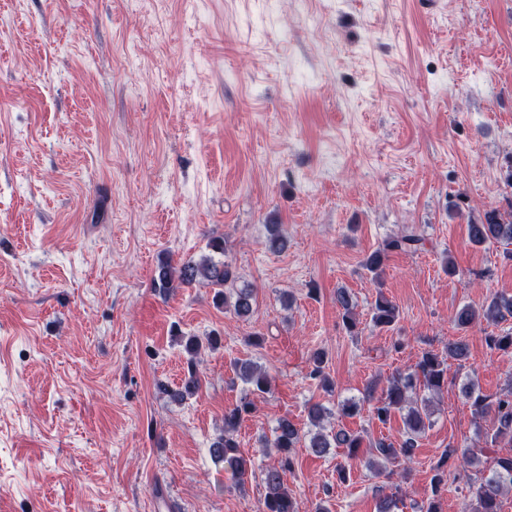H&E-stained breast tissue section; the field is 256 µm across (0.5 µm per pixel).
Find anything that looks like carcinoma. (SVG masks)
I'll return each instance as SVG.
<instances>
[{
	"instance_id": "cac0c4a2",
	"label": "carcinoma",
	"mask_w": 512,
	"mask_h": 512,
	"mask_svg": "<svg viewBox=\"0 0 512 512\" xmlns=\"http://www.w3.org/2000/svg\"><path fill=\"white\" fill-rule=\"evenodd\" d=\"M468 237L476 246L493 242H502L512 245V211L502 213L497 209L484 212L483 215L468 219ZM266 247L273 254H280L288 249V238L283 234L280 225H267ZM424 238L414 230H407L389 236L382 244L366 254L361 266L380 277L386 262L392 253L416 252L423 246ZM210 254L198 260L175 264L170 257L162 256L158 260L156 276L153 278L154 288L161 292H168L183 285L195 282H207L218 287L215 301L218 305L232 307L236 316L248 318L254 311L256 296L254 288L250 285L237 286L238 275L231 264L214 259V255L224 254V238L212 236L207 242ZM336 304L345 329L352 336L359 334L358 322L353 312L354 303L350 293L345 289L336 292ZM400 316L398 307L384 295H379L372 306L371 321L373 327L378 329L390 328L396 324ZM479 318L492 325H499L512 320V295L498 294L483 308L476 309L470 305L460 308L454 316L456 327L462 331L467 330ZM486 343L504 352L512 351V331L502 334H491L485 337ZM218 344V337L208 336L204 339L198 336H189L185 341V350L189 355L187 374L178 390L169 392L172 400L181 402L193 395L199 388V374L196 359L203 347L213 348ZM448 356L444 357L433 351L421 354L414 367L407 372H399L393 376L386 389L381 394L374 395L369 390L366 401L371 405L374 417L382 424L391 420L397 413L403 414L404 431L402 440L396 444L392 441L379 439L372 448L374 457L366 460V466L375 473L383 472L385 462H399L411 459L418 439L430 425V398L424 396L426 392H437L448 384L447 358L462 361L468 356V345L462 340L448 343L446 348ZM326 363L325 353L316 351L311 357L312 368L310 376L327 384L324 372ZM240 378L248 384L252 394H265L270 391V380L261 367L251 361L236 364ZM462 395L470 404L472 414L481 419L488 414L494 417L492 432L486 433L490 443L497 444L505 439L512 441V379L506 388L495 397L484 394L480 387L469 381L462 387ZM253 400L243 397L231 408L224 411V434L219 436L211 445L212 456L223 462L239 481H244L251 470L250 460L246 459L239 449L238 442L233 433L239 427L245 416L252 413ZM331 414V410L320 404L309 407L308 417L310 424L315 427L306 435L286 417L278 420L274 428L272 447L278 453L277 460L263 470V483L265 487L264 498L259 512H297L295 498L285 483V476L295 468L296 450L303 447L308 453L322 457L331 448H345L349 459L363 461L360 454L363 439L360 435L344 428L324 431L322 422ZM473 465L476 456L467 448L461 452L455 448L446 450L437 465L431 478V497L423 512H437L438 500L445 486V471L448 461ZM471 499L465 504V512H501V497L504 493L512 492V454L494 456L483 469V474L470 486Z\"/></svg>"
}]
</instances>
